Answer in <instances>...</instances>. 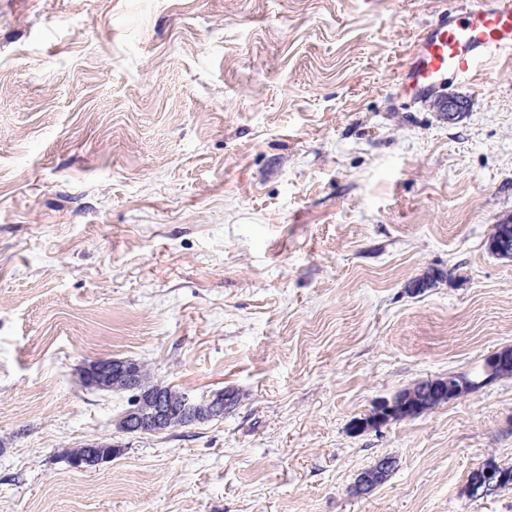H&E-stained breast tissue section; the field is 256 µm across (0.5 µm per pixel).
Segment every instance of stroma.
<instances>
[{
    "mask_svg": "<svg viewBox=\"0 0 512 512\" xmlns=\"http://www.w3.org/2000/svg\"><path fill=\"white\" fill-rule=\"evenodd\" d=\"M456 2L0 0V512H512V376L354 428L512 347V57L396 84ZM107 358L238 403L118 431ZM434 380L417 382L412 387L397 393L390 400H387L391 404L389 411L391 420L416 417L427 410L458 397L451 395L456 388L448 383V388L444 389L443 395L433 398L431 395L432 388L437 387V384L432 383ZM488 469L494 472V478L486 477L476 488L473 485V478L471 472L468 475V485L472 496L482 495V492L487 493L489 490H496L499 488L512 487V465H499L491 460L486 463ZM501 477L498 479V476ZM487 484H486V483ZM467 485V486H468ZM481 491V493H479Z\"/></svg>",
    "mask_w": 512,
    "mask_h": 512,
    "instance_id": "1",
    "label": "stroma"
}]
</instances>
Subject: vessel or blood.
Here are the masks:
<instances>
[{
    "label": "vessel or blood",
    "instance_id": "b4317fda",
    "mask_svg": "<svg viewBox=\"0 0 512 512\" xmlns=\"http://www.w3.org/2000/svg\"><path fill=\"white\" fill-rule=\"evenodd\" d=\"M500 52L512 53V0H482L477 6L462 0L417 34L400 78L423 99L436 91V77L466 78Z\"/></svg>",
    "mask_w": 512,
    "mask_h": 512
}]
</instances>
